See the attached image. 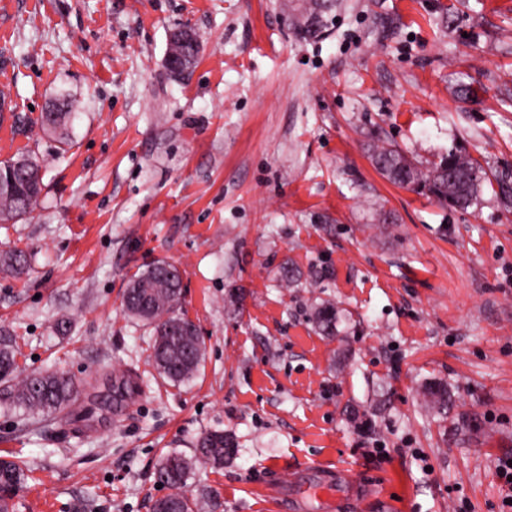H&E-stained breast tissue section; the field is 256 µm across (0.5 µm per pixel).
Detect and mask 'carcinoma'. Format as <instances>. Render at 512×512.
I'll return each mask as SVG.
<instances>
[{"label":"carcinoma","instance_id":"obj_1","mask_svg":"<svg viewBox=\"0 0 512 512\" xmlns=\"http://www.w3.org/2000/svg\"><path fill=\"white\" fill-rule=\"evenodd\" d=\"M337 9V0H309L299 6L289 17V24L296 35L304 40L321 37L328 28ZM168 55L183 59L187 70L195 64L199 43L192 39L185 43L169 45ZM41 129L55 135L66 146L72 144V113L69 103L59 99L40 117ZM369 157L376 170L390 181L427 195L449 208L465 209L477 204L484 187L504 206H512V174L482 173L473 176L480 164L461 151L451 148L439 160L426 166L410 159L391 145L372 144ZM0 220H21L29 215L43 190L41 165L26 156L0 165ZM24 251L14 249L0 254V266L16 274L27 268ZM163 261H157L135 277L123 296V310L151 330V358L160 375L173 384L191 381L199 370L204 356V342L197 325L179 312L182 282L169 279L163 272ZM318 330L325 336L338 335L340 320L336 304L324 301L314 312ZM16 351L9 340L0 342V384L10 388L12 404L28 415L47 418H64L78 400L79 391L72 378L58 373L17 375ZM426 397L435 412L445 418L450 398L448 388L435 383L426 389ZM237 454L232 435L220 431L201 435L194 446L193 457L178 454L162 458L156 470L158 482L167 486L170 493L156 499L152 512H194L185 487L193 463L200 462L215 469ZM33 479V468L25 461L0 459V512H12L14 499L28 488Z\"/></svg>","mask_w":512,"mask_h":512}]
</instances>
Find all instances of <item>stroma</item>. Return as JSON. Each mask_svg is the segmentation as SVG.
I'll return each instance as SVG.
<instances>
[{
	"label": "stroma",
	"mask_w": 512,
	"mask_h": 512,
	"mask_svg": "<svg viewBox=\"0 0 512 512\" xmlns=\"http://www.w3.org/2000/svg\"><path fill=\"white\" fill-rule=\"evenodd\" d=\"M342 0L325 36L299 39L291 0H0V162L27 154L46 184L29 219L0 224V338L21 375L99 371L137 387L82 433L20 415L0 390V455L34 465L15 512H150L155 470L205 432L239 451L197 465L198 512H289L308 465L372 487L362 510L502 512L512 461V209L465 210L398 187L365 148L428 163L450 146L512 169V0ZM201 43L189 76L169 36ZM478 93L460 100L456 81ZM77 117L62 147L38 120ZM156 261L181 270L180 310L205 352L190 382L161 377L150 333L122 311ZM297 282L281 287L286 263ZM238 291L237 306L227 303ZM335 302L337 338L315 328ZM447 384V417L426 384ZM362 417L351 421L349 408Z\"/></svg>",
	"instance_id": "35a3bbf8"
}]
</instances>
